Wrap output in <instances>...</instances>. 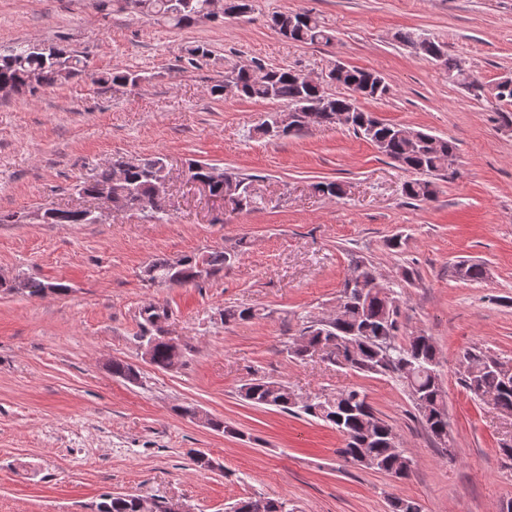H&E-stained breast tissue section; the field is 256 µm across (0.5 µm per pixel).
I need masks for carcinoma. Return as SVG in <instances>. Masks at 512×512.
I'll use <instances>...</instances> for the list:
<instances>
[{
    "instance_id": "cac0c4a2",
    "label": "carcinoma",
    "mask_w": 512,
    "mask_h": 512,
    "mask_svg": "<svg viewBox=\"0 0 512 512\" xmlns=\"http://www.w3.org/2000/svg\"><path fill=\"white\" fill-rule=\"evenodd\" d=\"M97 10L117 7L148 19L163 22L174 28H184L198 23L209 14L211 0H91ZM272 22L286 38L310 45L327 46L334 34L326 29L310 12L280 13ZM400 39L413 49L416 55L444 59L448 73L473 91L480 90L478 80L461 68L452 58H444V46L413 32L400 34ZM56 54H41L25 42L0 49V89L11 93L36 95L52 87L66 77H76L87 70L82 55L64 47H55ZM263 69L260 63L241 66L228 74L236 93L247 98L279 101L288 109L304 112V117L294 124L278 129L273 119L256 127L264 137H283L312 127L336 125V112H349L348 128L373 143L378 151L406 171L420 178L404 184L405 195L414 200H430L436 194L434 182L429 177L442 170V161H452L456 146L453 141L419 131L415 140L402 135L404 127L385 123L372 113L358 110L356 99L333 98L322 107L324 93L320 87L304 82L301 71L294 68ZM378 73L358 67H350L337 77L351 91L364 94L366 99H381L389 90L376 89L372 83ZM168 177L164 173V160L156 155H130L119 157L97 176L79 185L86 194H94L99 185H112V206L120 210H132L142 205L150 217L161 221L168 216L167 200L156 196L157 180ZM249 178L240 173H225L224 179L210 185L211 193L224 197V206L231 211H242L254 204L249 191ZM54 224H87L84 213L73 209L58 211ZM231 255L214 250L184 257L182 273L170 280V284H199L196 267L203 263L206 277L224 270ZM375 271L366 264L357 265L343 284L341 317L330 325L312 321L305 326L288 353L304 358L320 349L325 354L341 352L342 359L334 365L361 373L388 374L400 381L413 399L421 423L430 438L451 452L448 439V412L446 393L443 389L437 347L426 334H404L400 321V302L393 289L380 292L371 286ZM459 279L480 282L486 276L480 263L460 262L456 265ZM261 316L258 309H224V322H245ZM466 371L461 377L464 388L477 398L488 396L492 404L502 412L512 413V380H506L494 367L495 358L487 350L475 347L464 355ZM112 375L129 383L140 380V372L133 365L112 361ZM241 396L257 406H274L286 412L297 410L332 426L344 438V446L337 454L348 461L357 450L370 459L367 469L383 472L395 479L410 476L413 460H398L395 449L388 447L390 437L396 435L394 427L377 416L367 401L366 394L349 387L331 396L295 402L288 385L265 376L253 377L240 388ZM137 496L105 495L97 504V512H138ZM262 501L264 512H288L287 503L264 496L249 497L239 501L235 512H253L251 504ZM391 512H421L420 505L410 499L393 496L389 499Z\"/></svg>"
}]
</instances>
